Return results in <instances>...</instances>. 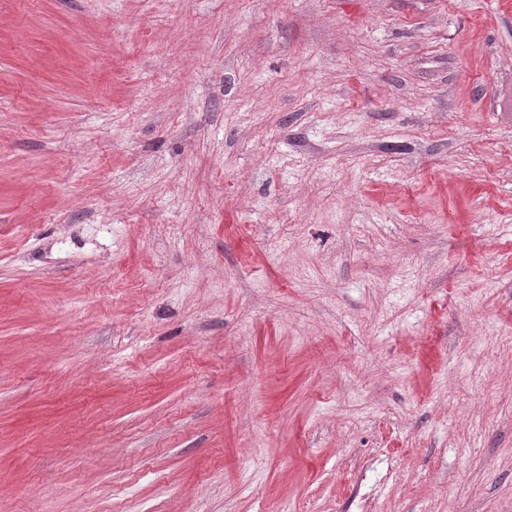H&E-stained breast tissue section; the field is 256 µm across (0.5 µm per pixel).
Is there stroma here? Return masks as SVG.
Here are the masks:
<instances>
[{
	"mask_svg": "<svg viewBox=\"0 0 512 512\" xmlns=\"http://www.w3.org/2000/svg\"><path fill=\"white\" fill-rule=\"evenodd\" d=\"M0 512H512V0H0Z\"/></svg>",
	"mask_w": 512,
	"mask_h": 512,
	"instance_id": "35a3bbf8",
	"label": "stroma"
}]
</instances>
